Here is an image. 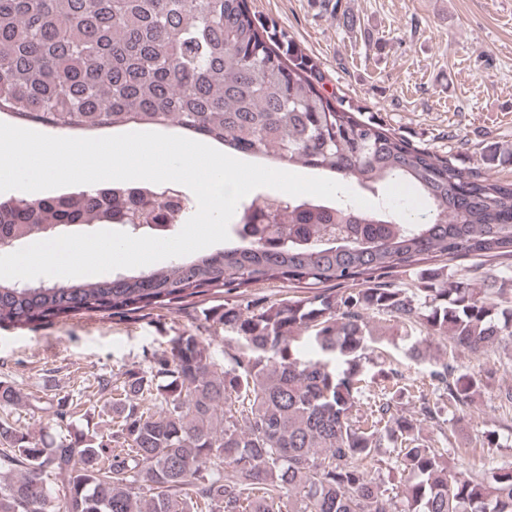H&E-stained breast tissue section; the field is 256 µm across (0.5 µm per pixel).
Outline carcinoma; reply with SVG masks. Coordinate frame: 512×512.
Masks as SVG:
<instances>
[{"label":"carcinoma","mask_w":512,"mask_h":512,"mask_svg":"<svg viewBox=\"0 0 512 512\" xmlns=\"http://www.w3.org/2000/svg\"><path fill=\"white\" fill-rule=\"evenodd\" d=\"M0 112L59 132L175 126L378 197L360 208L255 192L238 223L273 226L264 239L231 231L222 249L137 275L0 281V325L178 311L209 296L218 303L200 301L204 321L238 344L220 365L207 339L182 334L122 381H99L106 437L60 404L52 421L66 433L55 437L0 418V512H512V466L452 467L399 406L408 379L382 370L373 390L365 366L374 313L473 354L512 347V270L474 288L446 264L420 267L512 258V182L466 175L325 95L316 62L247 0H0ZM393 183L425 200L417 219L387 205ZM163 194L112 181L0 199V239L13 247L62 224L149 236L186 223L192 205L172 210ZM133 206L137 231L120 219ZM398 269L416 271L414 288L390 279ZM268 281L295 292L249 296ZM302 335L305 354L293 346ZM430 378L439 394L418 414L441 431L444 409L465 410L481 377L447 358ZM23 402L0 381V409Z\"/></svg>","instance_id":"1"}]
</instances>
